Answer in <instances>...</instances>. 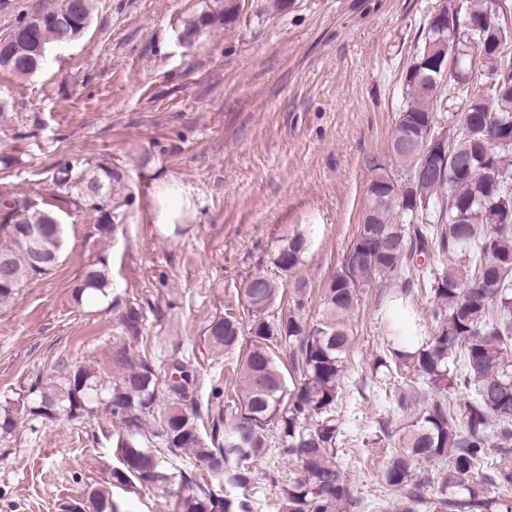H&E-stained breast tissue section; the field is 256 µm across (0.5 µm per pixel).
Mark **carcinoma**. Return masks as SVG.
<instances>
[{"label": "carcinoma", "instance_id": "1", "mask_svg": "<svg viewBox=\"0 0 512 512\" xmlns=\"http://www.w3.org/2000/svg\"><path fill=\"white\" fill-rule=\"evenodd\" d=\"M94 11V0H63L40 13L37 25L16 28L45 51L79 40ZM235 6L203 13L182 31L192 43L204 30L222 25ZM512 14L509 0H468L448 5V20L433 14L424 44L448 37L456 45L441 59L446 78L432 80L425 49H420L405 75L407 102L394 133L427 145L448 120L453 134L440 158V173L413 181L406 192L369 160L376 176L356 233L344 258L354 259L375 242L374 257L350 267L341 265L323 290L321 319L311 324L300 316L303 284H293L292 306L277 319H267L280 296V280L294 274L308 249L296 233L277 250L273 264L279 278L254 276L244 288L249 313V349L238 369L243 382L240 404L225 410L224 439L217 442L199 426L200 409L193 397L198 377L185 361L168 364L158 374L146 358L113 385L101 382L87 366H74L53 380L27 389L22 406L0 404V438L20 423L81 420L104 409L119 420L116 444L120 466L110 470L116 488L137 484L174 499L172 512H256L258 482L247 461L270 453L294 458L301 474L282 479L272 471L278 512H362L363 500L336 462L343 442L340 419L341 378L347 369L352 336L348 317L364 294L380 287L389 304L383 328L389 348L374 359L400 381L385 390L393 414L415 404L412 390L427 388L435 398L418 409L397 448L379 472V488L388 512H512V89L501 92L489 79L512 69ZM48 56L37 55L0 66V71L27 79L43 70ZM461 99L457 111L437 112L440 91ZM112 168L86 162L61 168L55 183L91 203L100 213L98 230H114ZM0 231L7 243L0 258L9 261L0 278V303L24 284L49 274L64 247V228L57 214L23 197L0 198ZM426 271L432 298L428 312L432 336L415 350L399 348V323L414 319L409 303L413 272ZM112 285L102 258L87 265L75 300L107 298ZM243 333L240 319L228 313L208 321L206 344L229 354ZM289 355L299 381L288 388L280 356ZM166 400L157 402L159 385ZM463 397H458V393ZM154 420L148 428L146 418ZM280 447L268 448L267 431ZM196 460L208 476L199 479L180 471L184 492L169 490L176 463ZM439 466V477L421 467ZM436 496L426 500L421 489L433 483ZM96 512H120L103 487L90 492Z\"/></svg>", "mask_w": 512, "mask_h": 512}]
</instances>
